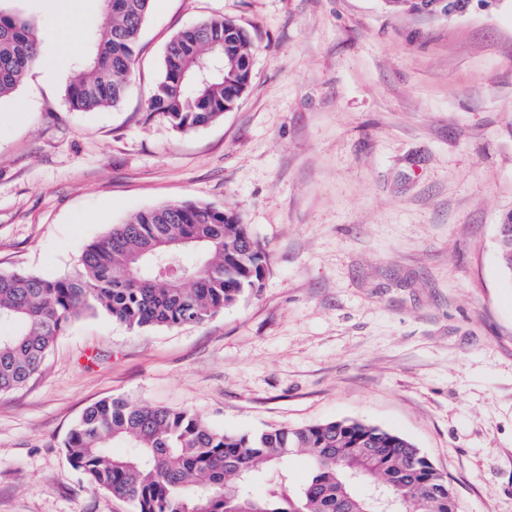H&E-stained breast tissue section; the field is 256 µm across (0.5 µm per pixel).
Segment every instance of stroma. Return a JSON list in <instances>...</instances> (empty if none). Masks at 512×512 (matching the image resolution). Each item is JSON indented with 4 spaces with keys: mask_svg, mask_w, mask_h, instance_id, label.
Here are the masks:
<instances>
[{
    "mask_svg": "<svg viewBox=\"0 0 512 512\" xmlns=\"http://www.w3.org/2000/svg\"><path fill=\"white\" fill-rule=\"evenodd\" d=\"M67 45L46 0L40 62L0 100V270L74 274L114 224L191 200L235 212L268 254L260 288L203 323L73 321L41 373L0 395V512H134L64 441L106 398L190 409L227 433L355 420L409 439L458 512H512V12L462 18L383 0H155L122 104L64 88L103 0ZM237 20L248 93L180 132L145 103L169 41ZM496 245L502 269L512 278V222L498 225Z\"/></svg>",
    "mask_w": 512,
    "mask_h": 512,
    "instance_id": "obj_1",
    "label": "stroma"
}]
</instances>
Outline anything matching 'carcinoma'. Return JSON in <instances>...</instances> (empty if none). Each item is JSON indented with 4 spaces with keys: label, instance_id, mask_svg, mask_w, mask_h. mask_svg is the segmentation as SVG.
Wrapping results in <instances>:
<instances>
[{
    "label": "carcinoma",
    "instance_id": "carcinoma-1",
    "mask_svg": "<svg viewBox=\"0 0 512 512\" xmlns=\"http://www.w3.org/2000/svg\"><path fill=\"white\" fill-rule=\"evenodd\" d=\"M154 0H106L102 29L88 37L64 96L76 112L122 101L142 25ZM252 44L234 20L213 16L168 44L147 102L178 131L212 123L252 81ZM39 57L34 25L0 5V100ZM512 275V223L497 229ZM267 254L226 210L193 202L137 213L89 244L73 275L0 271V394L37 375L74 320L103 312L131 328L203 323L259 287ZM115 447L126 452L117 454ZM91 484L135 512H456L448 482L406 438L353 420L231 434L190 410L107 398L88 406L65 442ZM303 452L309 480L288 489V464Z\"/></svg>",
    "mask_w": 512,
    "mask_h": 512
}]
</instances>
